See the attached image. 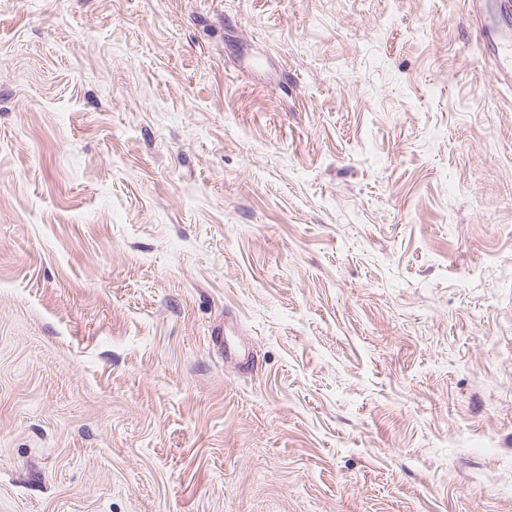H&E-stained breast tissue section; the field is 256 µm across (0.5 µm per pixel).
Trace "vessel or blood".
Returning a JSON list of instances; mask_svg holds the SVG:
<instances>
[{
  "instance_id": "1",
  "label": "vessel or blood",
  "mask_w": 512,
  "mask_h": 512,
  "mask_svg": "<svg viewBox=\"0 0 512 512\" xmlns=\"http://www.w3.org/2000/svg\"><path fill=\"white\" fill-rule=\"evenodd\" d=\"M469 16L497 54L501 81L512 82V0H469Z\"/></svg>"
}]
</instances>
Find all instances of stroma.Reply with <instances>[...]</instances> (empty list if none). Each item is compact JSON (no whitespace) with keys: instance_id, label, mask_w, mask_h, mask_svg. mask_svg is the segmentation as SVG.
<instances>
[{"instance_id":"stroma-1","label":"stroma","mask_w":512,"mask_h":512,"mask_svg":"<svg viewBox=\"0 0 512 512\" xmlns=\"http://www.w3.org/2000/svg\"><path fill=\"white\" fill-rule=\"evenodd\" d=\"M466 10L0 0V512H512Z\"/></svg>"}]
</instances>
